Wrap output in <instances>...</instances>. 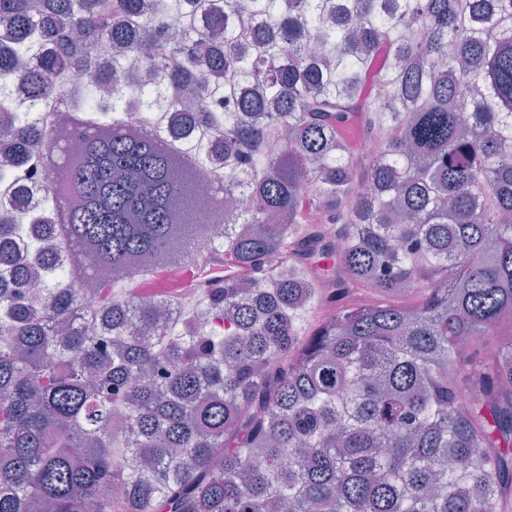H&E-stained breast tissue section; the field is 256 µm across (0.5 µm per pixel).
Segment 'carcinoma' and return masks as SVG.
I'll use <instances>...</instances> for the list:
<instances>
[{
    "mask_svg": "<svg viewBox=\"0 0 512 512\" xmlns=\"http://www.w3.org/2000/svg\"><path fill=\"white\" fill-rule=\"evenodd\" d=\"M506 322L512 0H0V512H503ZM191 277V269L189 267H183L166 272L150 280L139 281L133 288L137 291H171L173 288L185 286Z\"/></svg>",
    "mask_w": 512,
    "mask_h": 512,
    "instance_id": "carcinoma-1",
    "label": "carcinoma"
}]
</instances>
